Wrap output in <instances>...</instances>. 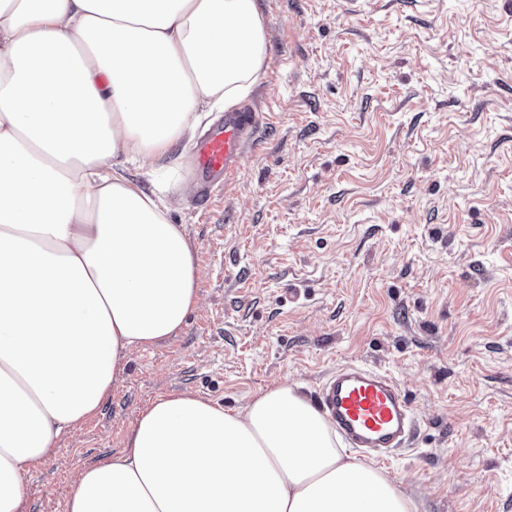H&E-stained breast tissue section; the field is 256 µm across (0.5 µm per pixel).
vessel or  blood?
Listing matches in <instances>:
<instances>
[{
    "mask_svg": "<svg viewBox=\"0 0 512 512\" xmlns=\"http://www.w3.org/2000/svg\"><path fill=\"white\" fill-rule=\"evenodd\" d=\"M252 109L225 113L192 148L195 178L211 194L241 171V161L260 122ZM320 404L337 432L367 457L382 459L410 435L414 410L388 375L357 365L337 368L325 383Z\"/></svg>",
    "mask_w": 512,
    "mask_h": 512,
    "instance_id": "b4317fda",
    "label": "vessel or blood"
}]
</instances>
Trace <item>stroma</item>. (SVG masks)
Wrapping results in <instances>:
<instances>
[{"mask_svg": "<svg viewBox=\"0 0 512 512\" xmlns=\"http://www.w3.org/2000/svg\"><path fill=\"white\" fill-rule=\"evenodd\" d=\"M262 4L242 172L205 199L184 169L171 196L201 304L27 473L26 512H66L159 397L313 401L345 364L409 397L411 442L381 466L419 512H512V0Z\"/></svg>", "mask_w": 512, "mask_h": 512, "instance_id": "stroma-1", "label": "stroma"}]
</instances>
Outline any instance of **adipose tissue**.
Returning a JSON list of instances; mask_svg holds the SVG:
<instances>
[{
	"instance_id": "adipose-tissue-1",
	"label": "adipose tissue",
	"mask_w": 512,
	"mask_h": 512,
	"mask_svg": "<svg viewBox=\"0 0 512 512\" xmlns=\"http://www.w3.org/2000/svg\"><path fill=\"white\" fill-rule=\"evenodd\" d=\"M261 0H0V512L95 415L132 349L177 335L200 268L161 190L203 114L267 68ZM150 160L151 188L124 173ZM68 512H418L291 386L145 407Z\"/></svg>"
}]
</instances>
